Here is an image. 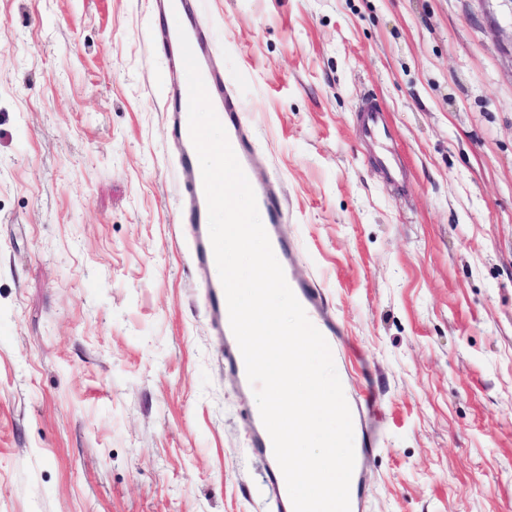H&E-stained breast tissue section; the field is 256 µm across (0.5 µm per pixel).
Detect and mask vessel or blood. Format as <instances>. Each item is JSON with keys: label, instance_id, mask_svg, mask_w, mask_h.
<instances>
[{"label": "vessel or blood", "instance_id": "b4317fda", "mask_svg": "<svg viewBox=\"0 0 512 512\" xmlns=\"http://www.w3.org/2000/svg\"><path fill=\"white\" fill-rule=\"evenodd\" d=\"M197 0H154V13L159 19L174 18L180 21L199 65L209 98L215 106V113L223 123L231 147L247 178L255 176L256 157L240 126L241 107L235 93L225 88L221 76L208 66L211 45L207 36L193 24ZM171 73L165 84V110L169 116L170 134L182 147L179 166L188 178L182 186L183 222L187 226L192 257L200 270H208L215 264L210 238L207 234L208 205L204 191L202 173L196 165V150L191 140L188 123L189 89L187 82L178 80V72L185 66L181 53H174L170 66ZM362 121L367 136L379 142L390 140L385 111L374 102H365L362 107ZM253 190L258 206L266 213L265 226L272 247L281 256L285 278L295 297L304 308L309 320L322 333L328 344L336 342V326L324 313L319 290L306 280L300 279L293 262V254L280 232L286 206L276 192L273 183H255ZM207 311L216 325L218 335L224 338V365L237 380L241 391L247 392L251 384L246 375L242 353L229 323L228 307L222 284L212 283L207 291ZM249 436L252 447L261 450L266 457H273V444L260 414H252L249 420ZM266 484L277 505V512H293L285 478L281 469L269 467Z\"/></svg>", "mask_w": 512, "mask_h": 512}]
</instances>
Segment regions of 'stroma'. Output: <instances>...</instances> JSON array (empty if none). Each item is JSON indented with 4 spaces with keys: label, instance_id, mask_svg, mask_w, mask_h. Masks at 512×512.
Listing matches in <instances>:
<instances>
[{
    "label": "stroma",
    "instance_id": "1",
    "mask_svg": "<svg viewBox=\"0 0 512 512\" xmlns=\"http://www.w3.org/2000/svg\"><path fill=\"white\" fill-rule=\"evenodd\" d=\"M199 20L336 325L361 512H512V0ZM164 30L148 0H0V512H277L186 249ZM360 112H363L362 121L369 138L379 142L391 139V133L387 127L386 111L382 107L373 101H366Z\"/></svg>",
    "mask_w": 512,
    "mask_h": 512
}]
</instances>
